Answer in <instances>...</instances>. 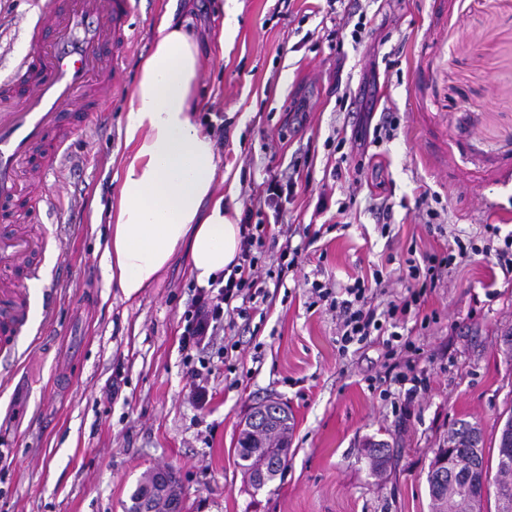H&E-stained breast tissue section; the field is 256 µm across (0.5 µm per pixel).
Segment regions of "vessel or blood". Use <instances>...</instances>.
Here are the masks:
<instances>
[{
	"label": "vessel or blood",
	"instance_id": "b4317fda",
	"mask_svg": "<svg viewBox=\"0 0 512 512\" xmlns=\"http://www.w3.org/2000/svg\"><path fill=\"white\" fill-rule=\"evenodd\" d=\"M131 0H54L30 28L29 52L0 81V203L19 193L29 163L53 152L62 160L72 132L101 118L115 85L112 59L128 40ZM36 242L15 229L0 240V264H26ZM11 309L9 328L28 335L26 290L0 283Z\"/></svg>",
	"mask_w": 512,
	"mask_h": 512
}]
</instances>
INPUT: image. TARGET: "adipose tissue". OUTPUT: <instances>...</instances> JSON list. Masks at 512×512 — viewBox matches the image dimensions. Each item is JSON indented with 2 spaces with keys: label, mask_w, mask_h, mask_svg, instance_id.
Here are the masks:
<instances>
[{
  "label": "adipose tissue",
  "mask_w": 512,
  "mask_h": 512,
  "mask_svg": "<svg viewBox=\"0 0 512 512\" xmlns=\"http://www.w3.org/2000/svg\"><path fill=\"white\" fill-rule=\"evenodd\" d=\"M194 24L187 15L160 16L129 99L130 152L105 244L109 279L129 299L152 287L180 250L201 287L239 252V226L216 181L215 142L195 116L204 49Z\"/></svg>",
  "instance_id": "ef3b65f1"
}]
</instances>
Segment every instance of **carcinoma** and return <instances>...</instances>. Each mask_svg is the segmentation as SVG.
Segmentation results:
<instances>
[{
    "mask_svg": "<svg viewBox=\"0 0 512 512\" xmlns=\"http://www.w3.org/2000/svg\"><path fill=\"white\" fill-rule=\"evenodd\" d=\"M290 418L288 412L282 411L275 415L265 413L252 431H242L236 448L237 463L246 473L260 469L265 471L266 481L270 482L282 473L285 463L277 454L285 438L290 432ZM472 425L469 422H459L448 429V435L443 445L454 448L467 449L471 446L470 432ZM512 438V413L507 417L498 442L496 497L502 492L512 493V462L506 463L501 457L504 442ZM429 495L432 501L433 512H479L481 500L475 499L470 493L467 481L460 474H448L443 484L436 486L435 473L430 471L427 476Z\"/></svg>",
    "mask_w": 512,
    "mask_h": 512,
    "instance_id": "carcinoma-1",
    "label": "carcinoma"
}]
</instances>
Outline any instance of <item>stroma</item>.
<instances>
[{
  "label": "stroma",
  "instance_id": "obj_1",
  "mask_svg": "<svg viewBox=\"0 0 512 512\" xmlns=\"http://www.w3.org/2000/svg\"><path fill=\"white\" fill-rule=\"evenodd\" d=\"M131 37L104 121L74 133L42 182L53 211L28 209L25 229L61 270L29 288L41 336L21 361L0 358V512H123L144 472L172 470L184 512H431L427 474L448 429L479 423L496 461L512 413V281L494 257L445 276L403 336L419 351L423 389L384 385L381 340L338 351L336 314L313 304L328 287L386 271L376 303L403 293L392 262L410 246L442 252L452 235L512 232V0H132ZM43 0H0V79L29 48ZM193 13L211 48L201 64L199 119L217 144L231 211L256 202L267 176L297 181L280 216L293 226L299 267L265 317L231 316L203 352L208 402L179 341L195 283L171 263L152 288L125 299L106 275V224L128 154L125 116L156 21ZM366 18L361 44L351 26ZM393 116L392 139L352 145L363 113ZM328 207L316 212L318 197ZM440 228H426L427 209ZM389 234H382V224ZM328 225L320 239L306 226ZM229 352L218 355L220 346ZM120 377L117 398L106 395ZM287 407L293 428L281 475L254 489L236 446L252 408ZM394 457L373 472L371 441Z\"/></svg>",
  "mask_w": 512,
  "mask_h": 512
}]
</instances>
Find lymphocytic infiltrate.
<instances>
[{
	"label": "lymphocytic infiltrate",
	"instance_id": "1",
	"mask_svg": "<svg viewBox=\"0 0 512 512\" xmlns=\"http://www.w3.org/2000/svg\"><path fill=\"white\" fill-rule=\"evenodd\" d=\"M252 209H245L240 219V252L230 274L212 283L211 287L196 289L191 303L183 313V332L180 338L182 352L206 347L213 336L224 329V317L230 310L239 315L258 310L269 298V284H282L288 272L298 265L301 254L291 238H284L279 246L276 265L262 267V249L266 226L253 223ZM470 250L461 237H454L446 252L437 254L417 252L408 248L407 256L399 265L407 282L403 296L387 301L385 307L374 303V288L382 284V271H374L371 278H355L353 283L333 289L316 283L312 293L317 301L328 303L339 320L337 343L340 352H347L351 344L383 336L387 358L385 376L390 381L406 384L413 369L412 356L417 348L413 341L403 338L400 329L410 317L419 315L428 292L435 288L443 272L462 263Z\"/></svg>",
	"mask_w": 512,
	"mask_h": 512
}]
</instances>
